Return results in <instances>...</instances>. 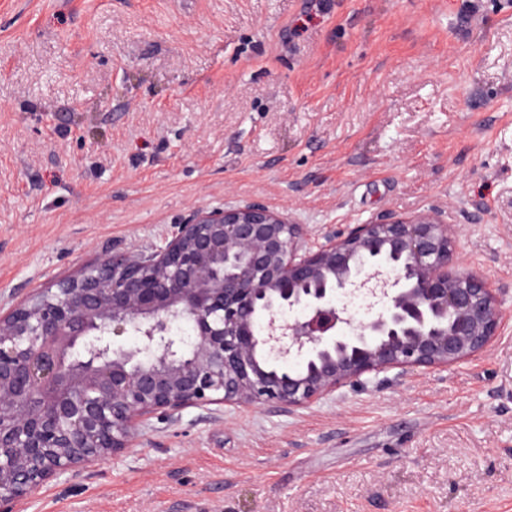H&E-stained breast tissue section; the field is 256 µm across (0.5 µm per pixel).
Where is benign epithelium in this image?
I'll list each match as a JSON object with an SVG mask.
<instances>
[{"instance_id":"1","label":"benign epithelium","mask_w":512,"mask_h":512,"mask_svg":"<svg viewBox=\"0 0 512 512\" xmlns=\"http://www.w3.org/2000/svg\"><path fill=\"white\" fill-rule=\"evenodd\" d=\"M456 233L423 211L309 243L265 206L200 209L165 246L113 253L30 294L0 313V507L118 456L159 412L303 408L365 375L482 354L503 314L455 256ZM358 296L381 310L354 321L343 299ZM178 320L190 338L173 332ZM130 332L136 348L114 346ZM70 349L82 351L76 369ZM296 357L303 366L288 368Z\"/></svg>"}]
</instances>
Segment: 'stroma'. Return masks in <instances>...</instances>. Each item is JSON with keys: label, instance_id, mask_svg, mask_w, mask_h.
I'll return each mask as SVG.
<instances>
[{"label": "stroma", "instance_id": "35a3bbf8", "mask_svg": "<svg viewBox=\"0 0 512 512\" xmlns=\"http://www.w3.org/2000/svg\"><path fill=\"white\" fill-rule=\"evenodd\" d=\"M308 241L435 210L489 349L310 407H190L14 512H512V0H0V310L198 208Z\"/></svg>", "mask_w": 512, "mask_h": 512}]
</instances>
